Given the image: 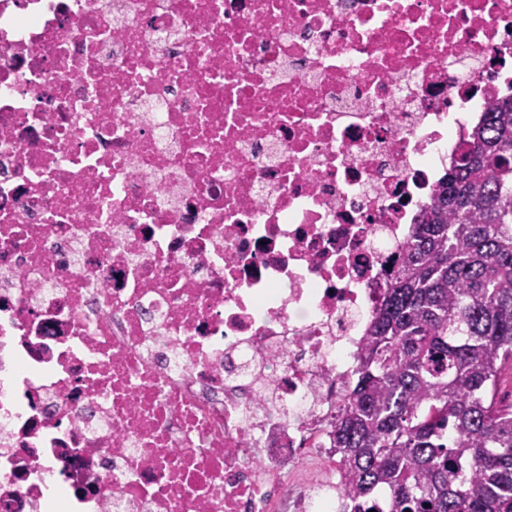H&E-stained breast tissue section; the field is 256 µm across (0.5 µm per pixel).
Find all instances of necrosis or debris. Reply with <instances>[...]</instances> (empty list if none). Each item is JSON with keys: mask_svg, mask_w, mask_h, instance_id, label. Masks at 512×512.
<instances>
[{"mask_svg": "<svg viewBox=\"0 0 512 512\" xmlns=\"http://www.w3.org/2000/svg\"><path fill=\"white\" fill-rule=\"evenodd\" d=\"M511 90L512 0H0V512H339L378 298Z\"/></svg>", "mask_w": 512, "mask_h": 512, "instance_id": "4bbe7bcc", "label": "necrosis or debris"}]
</instances>
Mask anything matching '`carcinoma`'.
<instances>
[{
  "instance_id": "cac0c4a2",
  "label": "carcinoma",
  "mask_w": 512,
  "mask_h": 512,
  "mask_svg": "<svg viewBox=\"0 0 512 512\" xmlns=\"http://www.w3.org/2000/svg\"><path fill=\"white\" fill-rule=\"evenodd\" d=\"M512 94L481 114L403 247L331 427L348 512H512Z\"/></svg>"
}]
</instances>
